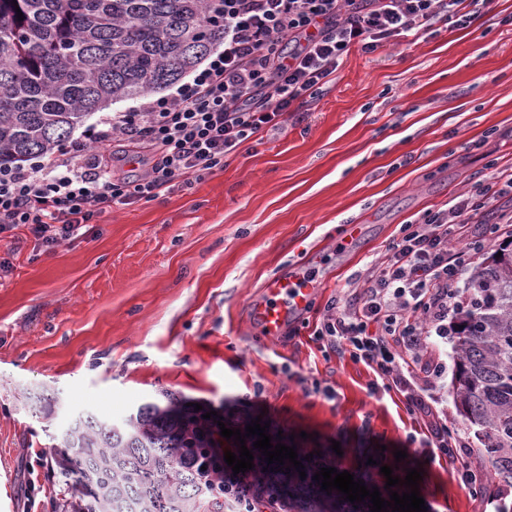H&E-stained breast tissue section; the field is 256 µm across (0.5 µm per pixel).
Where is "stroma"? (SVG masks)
I'll use <instances>...</instances> for the list:
<instances>
[{"label": "stroma", "instance_id": "obj_1", "mask_svg": "<svg viewBox=\"0 0 512 512\" xmlns=\"http://www.w3.org/2000/svg\"><path fill=\"white\" fill-rule=\"evenodd\" d=\"M116 177L147 153L115 139ZM512 166V0L464 25L352 50L336 78L284 127L243 144L223 168L153 200L116 203L85 234L41 248L24 227L0 240V512H53L67 499L52 436L88 410L121 422L172 392L205 408L260 392L273 430L316 451L340 442L343 468L374 458L396 477L422 470L426 506L512 507V486L470 495L427 449L395 459L415 423L372 372L325 355L313 330L351 277L405 224ZM359 241H342L346 225ZM307 271L321 283L282 336L251 318L266 281ZM62 392L49 421L28 392Z\"/></svg>", "mask_w": 512, "mask_h": 512}]
</instances>
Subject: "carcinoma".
Instances as JSON below:
<instances>
[{
	"label": "carcinoma",
	"mask_w": 512,
	"mask_h": 512,
	"mask_svg": "<svg viewBox=\"0 0 512 512\" xmlns=\"http://www.w3.org/2000/svg\"><path fill=\"white\" fill-rule=\"evenodd\" d=\"M223 0H0V166L63 148L93 113L169 88L224 43ZM23 19H18V13ZM457 312L455 402L478 428L492 476L512 484V250H491ZM113 423L79 414L52 436L74 450L67 487L93 491L87 512H221L224 467L195 460L212 448L211 419L174 393ZM58 394L38 396L46 419ZM261 494L288 512H367L313 479L322 464L298 451L306 478L252 449Z\"/></svg>",
	"instance_id": "obj_1"
}]
</instances>
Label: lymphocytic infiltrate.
<instances>
[{
  "instance_id": "lymphocytic-infiltrate-1",
  "label": "lymphocytic infiltrate",
  "mask_w": 512,
  "mask_h": 512,
  "mask_svg": "<svg viewBox=\"0 0 512 512\" xmlns=\"http://www.w3.org/2000/svg\"><path fill=\"white\" fill-rule=\"evenodd\" d=\"M466 0H224V47L190 81L134 111L101 118L89 136L42 163L0 167V235L27 225L45 248L76 235L118 201L154 199L177 180L223 167L295 103L332 82L353 47L371 53L407 33L461 22ZM150 152L136 183L115 179L104 151L114 137ZM512 173L475 195L425 212L359 274V291L330 301L314 334L325 354L365 364L373 391L405 398L422 423L419 443L455 463L468 492L489 477L471 465L467 430L449 424L432 396L448 370L434 350L464 300L458 286L492 240L512 237ZM485 225L484 234L472 231Z\"/></svg>"
}]
</instances>
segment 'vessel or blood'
Listing matches in <instances>:
<instances>
[{"instance_id": "b4317fda", "label": "vessel or blood", "mask_w": 512, "mask_h": 512, "mask_svg": "<svg viewBox=\"0 0 512 512\" xmlns=\"http://www.w3.org/2000/svg\"><path fill=\"white\" fill-rule=\"evenodd\" d=\"M316 284L294 276H275L266 281L264 297L255 310L256 323L269 337L280 336L288 321L308 305Z\"/></svg>"}]
</instances>
